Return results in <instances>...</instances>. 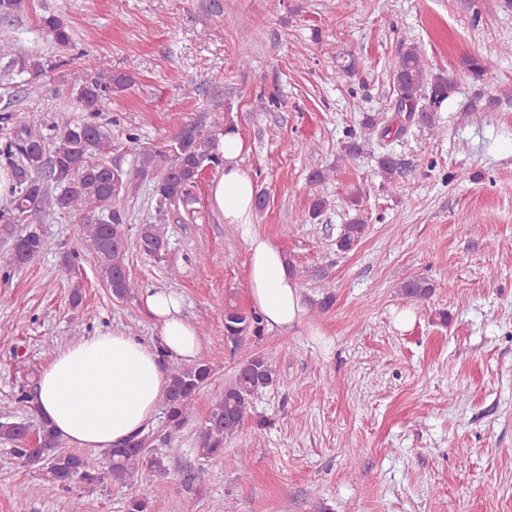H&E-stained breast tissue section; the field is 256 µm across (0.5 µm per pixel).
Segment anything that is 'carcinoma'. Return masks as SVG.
<instances>
[{
    "label": "carcinoma",
    "mask_w": 512,
    "mask_h": 512,
    "mask_svg": "<svg viewBox=\"0 0 512 512\" xmlns=\"http://www.w3.org/2000/svg\"><path fill=\"white\" fill-rule=\"evenodd\" d=\"M23 0H0V45L14 40L12 28L4 21L21 11ZM47 37L59 47L72 43L66 24L54 15L41 20ZM97 77L82 84L76 93L78 118L61 112L51 126L52 136L25 124L17 125L13 137L5 141L0 155L12 166L16 180L11 214L0 230L13 239L12 262L17 266L33 262L51 248V242L36 230L15 233L12 225L30 212L56 211L96 215L92 222L82 224L83 246L95 254L101 278L112 296L123 300L138 288L126 269L131 250L160 256L166 247L162 223L170 206H181L187 217L192 189L202 171L223 165L218 141L213 134L189 132L160 145L145 146L136 134L126 137L125 149L135 159L129 170L117 167L105 158L109 148L107 134L95 121L96 115L133 83L129 74L112 70L103 61L93 62ZM394 83L401 111H422L423 125L441 133L436 123L437 108L448 99L452 83L442 76H431L424 67L419 51L409 46L401 54L395 69ZM144 181L153 183L157 204V221L144 224L133 237L126 232V214L117 203L122 195L135 192ZM366 225L355 222L344 225L336 246L346 252L360 242ZM402 298L409 301L428 299L431 283L412 277L399 286ZM224 321V341L235 350L246 337L259 339L264 326L259 314L246 311L226 300L219 305ZM212 369L205 362L192 366H166L167 384L163 407L169 431V443L193 417L194 403L200 391L209 384ZM278 376L271 360L255 354L240 362L233 379L224 385V393L210 408L197 429L199 459L219 461L224 457V442L235 435L250 416L252 399L259 391L276 385ZM30 424L5 416L0 419V444L9 446L20 465L33 470L39 483L19 488L22 496L58 495L75 487L95 488L107 483L124 484L141 470L164 474L167 458L180 452L167 449L158 455L147 448L146 437L135 435L126 441L93 456L61 448V440L46 422L39 423L35 446L27 444ZM168 485H145L130 496L126 512H150L154 500L166 494Z\"/></svg>",
    "instance_id": "carcinoma-1"
}]
</instances>
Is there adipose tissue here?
<instances>
[{
	"label": "adipose tissue",
	"instance_id": "obj_1",
	"mask_svg": "<svg viewBox=\"0 0 512 512\" xmlns=\"http://www.w3.org/2000/svg\"><path fill=\"white\" fill-rule=\"evenodd\" d=\"M224 173L211 204L235 225L247 246L246 276L254 309L266 327L300 324L305 304L287 255L253 224L255 186L240 165L245 141L227 127L219 144ZM160 327L157 343L120 332H95L60 350L37 383L38 416L60 439L81 448H109L143 432L166 385L165 357L191 359L200 349L196 328L181 314L178 297L147 290L143 297Z\"/></svg>",
	"mask_w": 512,
	"mask_h": 512
}]
</instances>
